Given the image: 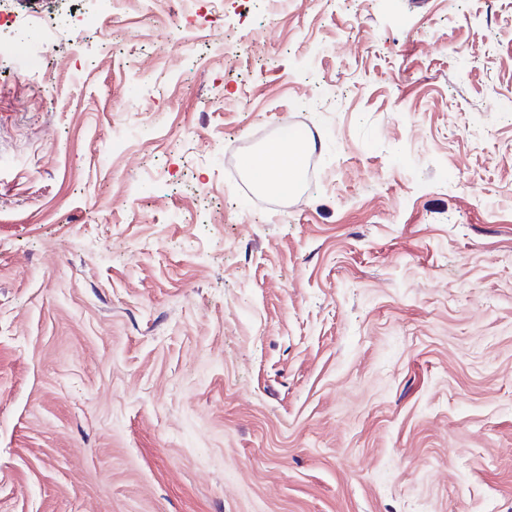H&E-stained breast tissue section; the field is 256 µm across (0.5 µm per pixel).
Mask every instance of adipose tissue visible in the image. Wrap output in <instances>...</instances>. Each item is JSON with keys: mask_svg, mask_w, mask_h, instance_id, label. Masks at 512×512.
<instances>
[{"mask_svg": "<svg viewBox=\"0 0 512 512\" xmlns=\"http://www.w3.org/2000/svg\"><path fill=\"white\" fill-rule=\"evenodd\" d=\"M303 148L288 138L265 146L247 164L255 185L265 193L288 196L299 187Z\"/></svg>", "mask_w": 512, "mask_h": 512, "instance_id": "ef3b65f1", "label": "adipose tissue"}]
</instances>
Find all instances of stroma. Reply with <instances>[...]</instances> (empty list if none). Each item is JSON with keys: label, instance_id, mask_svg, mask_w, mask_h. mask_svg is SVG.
<instances>
[{"label": "stroma", "instance_id": "stroma-1", "mask_svg": "<svg viewBox=\"0 0 512 512\" xmlns=\"http://www.w3.org/2000/svg\"><path fill=\"white\" fill-rule=\"evenodd\" d=\"M0 12V512H512V0ZM304 149L288 137L265 146L247 163L255 185L265 193L288 196L299 187V172Z\"/></svg>", "mask_w": 512, "mask_h": 512}]
</instances>
